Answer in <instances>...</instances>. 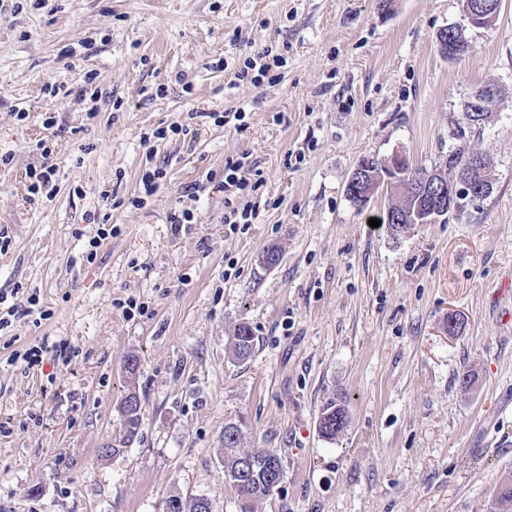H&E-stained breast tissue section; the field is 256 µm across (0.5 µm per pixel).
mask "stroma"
Here are the masks:
<instances>
[{
    "label": "stroma",
    "instance_id": "stroma-1",
    "mask_svg": "<svg viewBox=\"0 0 512 512\" xmlns=\"http://www.w3.org/2000/svg\"><path fill=\"white\" fill-rule=\"evenodd\" d=\"M453 26L474 47L458 60L436 43ZM266 49L273 78H239ZM486 84L498 108L468 124ZM239 108L243 129L214 119ZM174 122L182 133L142 144ZM42 140L56 190L31 204ZM475 148L492 188L448 220L373 228L396 197L361 211L347 196L363 157L444 170ZM6 151L0 293L43 313L0 330V512H163L176 493L239 512L219 454L238 419L243 447L283 459L259 512H490L512 474V0L489 29L460 0H0ZM239 161L264 184L233 232L224 168ZM150 166L165 176L139 205ZM184 210L192 223L170 224ZM101 224L113 234L90 247ZM242 323L255 348L239 360ZM132 391L139 435L101 456ZM332 401L349 424L330 440ZM257 207V202L252 203V201L246 200L242 208L235 206L230 208L229 211L224 212V222L229 225L230 230H236L240 224H242L241 228L244 230L247 224H252V219L256 218ZM255 337L248 324L242 323L235 328L232 353L238 359H245L254 349ZM348 425V415L344 406L332 401L327 403L321 414L319 429L323 436L335 438Z\"/></svg>",
    "mask_w": 512,
    "mask_h": 512
}]
</instances>
